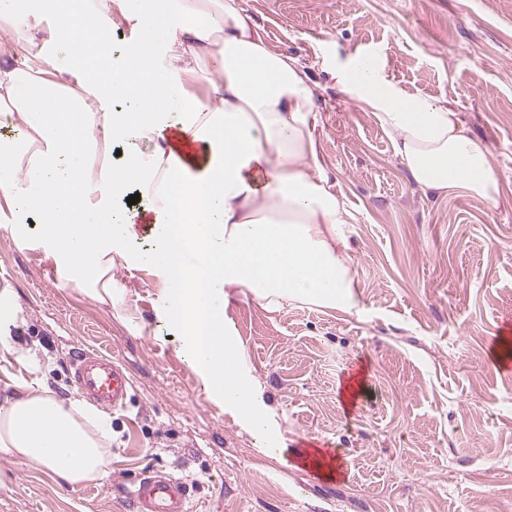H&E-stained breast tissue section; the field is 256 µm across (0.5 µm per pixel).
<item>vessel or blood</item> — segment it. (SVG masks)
<instances>
[{"mask_svg": "<svg viewBox=\"0 0 512 512\" xmlns=\"http://www.w3.org/2000/svg\"><path fill=\"white\" fill-rule=\"evenodd\" d=\"M71 383L84 397L107 411L123 409L131 399L132 380L113 356L77 348L69 356ZM187 487L155 472L134 480L125 496L128 512H189Z\"/></svg>", "mask_w": 512, "mask_h": 512, "instance_id": "1", "label": "vessel or blood"}]
</instances>
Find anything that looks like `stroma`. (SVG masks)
Wrapping results in <instances>:
<instances>
[{
	"label": "stroma",
	"mask_w": 512,
	"mask_h": 512,
	"mask_svg": "<svg viewBox=\"0 0 512 512\" xmlns=\"http://www.w3.org/2000/svg\"><path fill=\"white\" fill-rule=\"evenodd\" d=\"M274 49L298 57L315 94L319 163L356 217L346 234L363 310L308 303L278 309L234 296L224 320L267 405L284 451L250 432L185 362L158 315L163 283L116 269L129 325L54 270L30 228L0 223V290L17 309V355L60 398L76 397L72 348L122 361L134 389L112 412L106 479L57 486L18 461L0 512H124L134 474H169L191 512H512V0H240ZM371 52L408 94L448 101L485 141L496 204L420 190L371 110L336 69ZM347 466L327 478L300 453Z\"/></svg>",
	"instance_id": "stroma-1"
}]
</instances>
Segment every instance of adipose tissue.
I'll use <instances>...</instances> for the list:
<instances>
[{
  "label": "adipose tissue",
  "mask_w": 512,
  "mask_h": 512,
  "mask_svg": "<svg viewBox=\"0 0 512 512\" xmlns=\"http://www.w3.org/2000/svg\"><path fill=\"white\" fill-rule=\"evenodd\" d=\"M117 14L133 38L116 65ZM66 55L92 66L67 71ZM337 79L420 189L496 203L489 148L446 101L360 62ZM314 110L303 64L272 50L239 0H0V118L17 131L0 141V212L20 233L39 224L63 286L97 304L121 305L117 268L159 278V312L186 359L266 453L282 447L224 325L232 290L269 307L362 310L344 234L355 217L319 165ZM131 187L154 216L144 249L114 206ZM0 387V458L61 485L107 476L109 419L21 375Z\"/></svg>",
  "instance_id": "1"
}]
</instances>
